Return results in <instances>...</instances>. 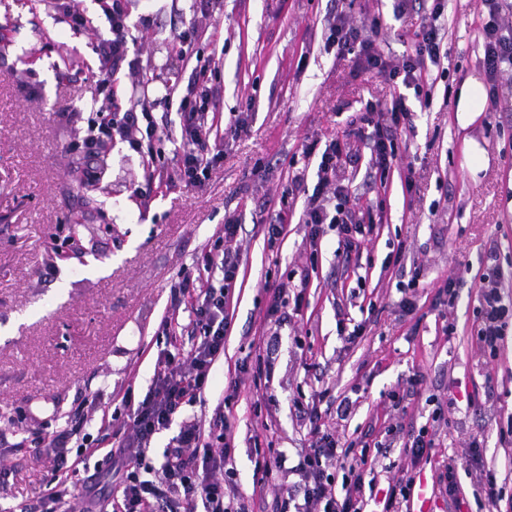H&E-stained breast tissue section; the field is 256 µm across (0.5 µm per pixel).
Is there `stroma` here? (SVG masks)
<instances>
[{"mask_svg": "<svg viewBox=\"0 0 512 512\" xmlns=\"http://www.w3.org/2000/svg\"><path fill=\"white\" fill-rule=\"evenodd\" d=\"M397 0H211L208 16L188 0H131L129 23L138 64L121 68L115 85L122 107L133 106L141 80L154 86L188 80L186 58L173 37L192 30L193 50L213 56L227 129L241 112L250 132L219 141L223 158L196 187L159 181L146 162L116 143L108 170L78 187L85 165L73 142L94 117L91 90L98 74L92 45L108 22L96 0H81L86 18L72 26L48 0H0V495L36 501L50 469L35 454L43 437L74 423L96 433L103 413L115 415L113 445L124 438L130 410L126 388L143 398L158 353V327L171 308L170 285L211 248L228 217L240 219L239 272L227 305L224 357L212 370L205 401L193 412L210 419L216 405L239 435L234 479L254 512H273L297 475L275 471L255 485L256 450H281L290 459L309 446L303 411L316 391L331 397L357 392L350 416L322 413L333 433L356 439L374 429L426 423L428 397L447 402L430 462L416 477L430 512H476L474 482L459 474L463 510L439 493L448 457L462 458L480 440L483 460L503 487L499 512H512V445L499 429L512 417V321L497 357L476 339L478 286L498 267L512 298V86L503 85L493 112L461 126L457 92L482 77L478 0H447L444 12L448 78L438 81L432 106L413 90L358 69L354 56L326 50L331 10L354 23L380 18L381 45L398 59L409 51L417 16L395 15ZM405 95L410 123L398 140L400 163L386 185L372 184L367 159L346 170L358 198L382 203L378 235L337 257L338 233L326 230L316 267H309L300 224L302 205L288 215L285 236L268 245L255 225L274 220L292 177L291 162L306 143L343 136L367 101ZM488 159L472 171L466 143ZM415 185L403 192L400 176ZM404 248L403 269L382 272L385 257ZM463 285L454 307L433 303L447 276ZM417 279L413 312L399 306L401 286ZM287 284L298 304L279 321H264L267 285ZM366 330L347 340L355 323ZM263 338L265 364L255 370L254 338ZM247 372H240V365ZM424 382L406 411H387L388 392L408 389L413 373Z\"/></svg>", "mask_w": 512, "mask_h": 512, "instance_id": "35a3bbf8", "label": "stroma"}]
</instances>
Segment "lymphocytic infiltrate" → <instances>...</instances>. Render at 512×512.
<instances>
[{
	"label": "lymphocytic infiltrate",
	"instance_id": "obj_1",
	"mask_svg": "<svg viewBox=\"0 0 512 512\" xmlns=\"http://www.w3.org/2000/svg\"><path fill=\"white\" fill-rule=\"evenodd\" d=\"M109 22L108 36L100 37L92 50L99 60L95 94L101 99L96 118L81 148L91 163L79 176L80 185L100 180L105 166L99 152L116 141L128 143L131 150L143 153L145 142L160 138L164 132L150 105L122 108L113 87L115 75L130 52L126 0H97ZM445 0H434L431 10L422 12L414 48L410 54L394 61L381 50L379 19L356 26L344 12H336L327 27L326 47L337 54L352 53L362 70L384 81L402 84L422 93L433 86L434 68L440 67L446 53L440 18ZM482 68L486 79V110H493L499 100L502 80L512 77V24L506 23L502 0H481ZM210 60L197 58L192 78L184 95H177L176 85L161 89L162 99H178L179 149L167 177L172 181L195 184L204 180L210 169L220 161L221 150L210 147L220 91L212 84ZM409 109L404 97L393 98L389 104L366 103L358 121L365 132L358 135V146L336 138L324 150L308 145L304 157L319 156L317 181L307 197L300 221L307 228L306 245L316 250L325 227L337 229L344 254L360 250L375 226L352 204V190L341 177L346 165L358 163L361 149L370 153L369 166L379 176H387L398 164L397 139ZM241 224L227 218L216 245L197 261V273L182 272L171 286L173 302L159 328L162 335H171L180 314H187L188 334L193 344L187 354L168 350L159 352L151 385L142 399H135L133 389H126L122 400L131 407L128 434L120 446H113L109 419H102L98 434L91 442L81 443L74 457L64 452V435H49V443L58 449L56 463L36 505L24 502L0 509V512H60L63 505L76 502L80 512H98L96 500L85 493H72L73 475L86 467L97 452H105L120 480L106 504L110 512H251L250 506L235 484L227 482L237 431L216 409L208 423L188 416L189 407L204 399L213 366L224 354L227 321L224 315L229 294L239 270ZM503 285L497 274L484 275L480 282V323L476 341L481 350L497 355L504 329L512 320V305L505 304ZM321 412L309 413L311 443L301 453L296 465H289L285 452L275 456L256 455L254 470L268 476L273 469H290L297 474V484L289 486L287 496L294 512H364L365 491L375 488L373 478L378 458L371 453L369 441H344L322 429ZM444 411L435 408L430 423L408 433L402 442L403 452L410 459L409 467L400 468L388 484L382 498V512H397L399 505L409 501L415 490L412 466L430 458L435 448L439 423ZM178 425V434L169 441L161 460L149 455L155 435ZM474 472L479 488L476 498L479 512H497L501 499L498 471L484 464L480 441H472L470 454L464 461H449L442 475L444 492L456 496L458 470Z\"/></svg>",
	"mask_w": 512,
	"mask_h": 512
}]
</instances>
